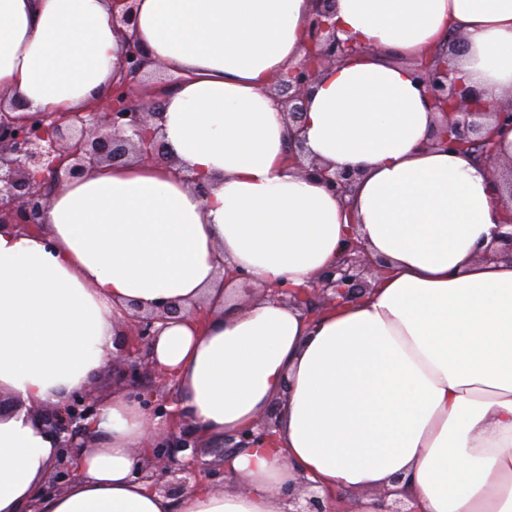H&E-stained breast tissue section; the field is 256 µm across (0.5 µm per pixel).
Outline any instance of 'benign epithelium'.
Returning a JSON list of instances; mask_svg holds the SVG:
<instances>
[{"label": "benign epithelium", "mask_w": 512, "mask_h": 512, "mask_svg": "<svg viewBox=\"0 0 512 512\" xmlns=\"http://www.w3.org/2000/svg\"><path fill=\"white\" fill-rule=\"evenodd\" d=\"M315 2L304 60L289 70L287 76L274 77L270 87L288 125L298 131L303 127L308 91L321 70L358 51L351 40L339 38L335 25L330 23L335 0ZM112 9L120 10L123 26L134 27L136 16L131 0H112ZM148 65L146 52L130 38L121 65L123 77L113 82L106 101L95 110L42 115L33 122L19 124L7 119L0 106V224L40 232L50 192L66 181L85 176L104 164L153 162L164 156L159 140L161 128L153 124L158 113L132 97L133 88ZM414 71L431 109L440 115L431 145L443 150L475 152L487 166L490 177L497 178L500 160L497 130H512V100L492 108L474 106L468 93L450 78L448 63L440 58L417 61ZM310 172L321 179L328 191L341 198L352 192L358 179V172L352 169L332 171L313 161ZM502 189L508 196L504 201L507 219L494 240L496 247L480 251L482 258L512 259V180L502 183ZM368 270L378 279L385 273V266L365 255L358 240L351 237L338 263L322 272L309 287H263L261 291L282 296L298 308L311 311L316 301L331 307L366 293L362 275ZM185 314V308L176 302L151 311L130 305L123 312L122 322L134 329L140 346L132 351L120 349L112 353L108 364L112 377L125 387L129 400L142 404L155 416L172 421L169 430L150 435L147 444L150 452L135 475L152 489L173 498L192 488L196 473L209 466L203 456L224 457L235 449L249 448L269 438L278 416V408L271 407L256 430L238 439L226 437L224 447L215 449L201 447L196 427L186 423L178 413L165 409L159 396L173 379L155 365L151 349L164 327ZM100 405L98 397L85 387L59 406L33 408L37 422L57 441L46 492L59 491L78 475L77 460L92 447V429ZM188 449L191 453L187 457L177 459L178 453ZM283 495L293 506L290 512H330L308 482L286 488Z\"/></svg>", "instance_id": "obj_1"}]
</instances>
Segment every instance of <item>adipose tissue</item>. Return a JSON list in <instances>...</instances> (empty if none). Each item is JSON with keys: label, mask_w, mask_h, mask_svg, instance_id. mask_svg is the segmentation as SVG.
I'll return each mask as SVG.
<instances>
[{"label": "adipose tissue", "mask_w": 512, "mask_h": 512, "mask_svg": "<svg viewBox=\"0 0 512 512\" xmlns=\"http://www.w3.org/2000/svg\"><path fill=\"white\" fill-rule=\"evenodd\" d=\"M133 5L150 69L179 78L160 99L166 158L65 183L44 232L0 226V392L23 404L0 416V512H287L285 486L332 501L397 475L416 512H512V262L479 257L504 208L473 155L432 147L408 65L435 49L484 105L512 97V0H336L358 51L312 85L303 138L309 157L359 172L343 198L289 167L269 92L306 55L313 0ZM126 48L112 0H0V95L24 114L103 101ZM351 236L386 267L364 297L317 316L237 304L239 273L305 287ZM196 301L206 322L185 315L151 352L182 418L207 447L275 404L272 440L225 458L223 490L174 501L134 475L160 418L116 391L79 476L42 495L55 441L29 408L105 369L130 305Z\"/></svg>", "instance_id": "ef3b65f1"}]
</instances>
